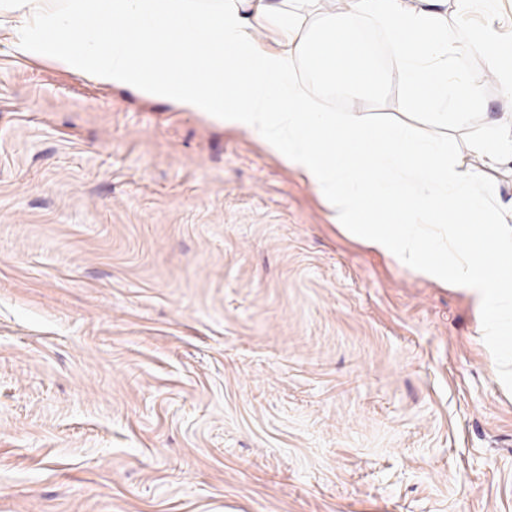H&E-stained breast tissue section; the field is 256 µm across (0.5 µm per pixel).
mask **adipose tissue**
<instances>
[{
    "mask_svg": "<svg viewBox=\"0 0 512 512\" xmlns=\"http://www.w3.org/2000/svg\"><path fill=\"white\" fill-rule=\"evenodd\" d=\"M446 0H337L309 19L289 0H0L20 53L58 61L73 74L162 100L248 131L297 170L350 238L401 268L464 293L497 359L512 360V276L477 263L474 234L512 262V204L499 201L492 172L512 156V129L480 141L473 159L448 154L406 124L374 125L363 107L325 111L310 85L293 76L308 65L323 87L354 86L361 99L387 84L356 20L385 30L406 111L462 126L482 100L463 79L468 50L482 52L512 90V45L488 30L452 35ZM265 29L267 46L256 38ZM68 33V43L54 32ZM399 214L395 223L360 222L367 200ZM490 214V224H452L459 209Z\"/></svg>",
    "mask_w": 512,
    "mask_h": 512,
    "instance_id": "ef3b65f1",
    "label": "adipose tissue"
}]
</instances>
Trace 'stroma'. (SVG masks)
Returning <instances> with one entry per match:
<instances>
[{
	"label": "stroma",
	"instance_id": "35a3bbf8",
	"mask_svg": "<svg viewBox=\"0 0 512 512\" xmlns=\"http://www.w3.org/2000/svg\"><path fill=\"white\" fill-rule=\"evenodd\" d=\"M451 30L512 41V0ZM465 126L365 102L454 156ZM0 512H512V393L464 294L344 235L251 133L0 29Z\"/></svg>",
	"mask_w": 512,
	"mask_h": 512
}]
</instances>
